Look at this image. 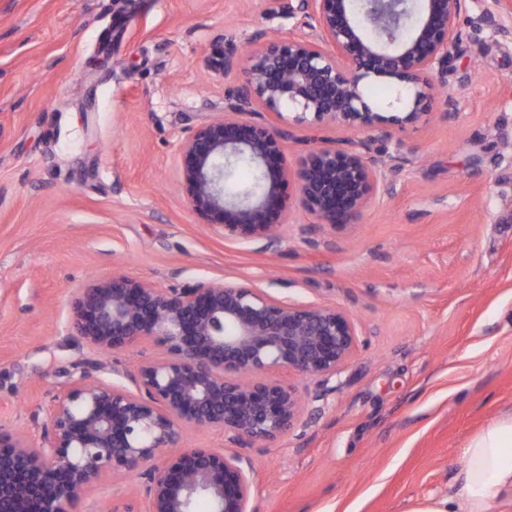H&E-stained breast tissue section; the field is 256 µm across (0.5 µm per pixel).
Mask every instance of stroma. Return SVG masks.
Masks as SVG:
<instances>
[{
  "mask_svg": "<svg viewBox=\"0 0 512 512\" xmlns=\"http://www.w3.org/2000/svg\"><path fill=\"white\" fill-rule=\"evenodd\" d=\"M299 5L0 0V430L41 444L74 364L129 390L161 355L70 336L77 294L116 268L160 288L248 284L356 322L364 345L336 376H290L306 407L284 437L183 427L184 447L252 461L255 512H407L447 495L465 442L512 409V0H464L455 109L437 100L390 127L377 194L351 222L294 201L269 245L224 238L187 205L178 143L240 83L207 69L214 44L317 40ZM115 19L119 37L102 42ZM261 118L287 132L292 166L356 137L290 112ZM137 481L106 472L71 512H143Z\"/></svg>",
  "mask_w": 512,
  "mask_h": 512,
  "instance_id": "obj_1",
  "label": "stroma"
}]
</instances>
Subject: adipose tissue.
Here are the masks:
<instances>
[{"label":"adipose tissue","mask_w":512,"mask_h":512,"mask_svg":"<svg viewBox=\"0 0 512 512\" xmlns=\"http://www.w3.org/2000/svg\"><path fill=\"white\" fill-rule=\"evenodd\" d=\"M448 495L416 502L408 512H512V410L470 437Z\"/></svg>","instance_id":"adipose-tissue-1"}]
</instances>
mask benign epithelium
Here are the masks:
<instances>
[{
  "instance_id": "7a95c632",
  "label": "benign epithelium",
  "mask_w": 512,
  "mask_h": 512,
  "mask_svg": "<svg viewBox=\"0 0 512 512\" xmlns=\"http://www.w3.org/2000/svg\"><path fill=\"white\" fill-rule=\"evenodd\" d=\"M319 41L293 34L251 40L206 60L241 75L224 114L177 147L182 189L202 223L226 239L278 240L290 185L287 133L252 119L296 113L363 134L311 150L296 172L300 204L328 224L351 221L378 188L372 146L412 123L448 85L462 0H300ZM407 28L403 38L395 31ZM390 80L406 90L402 115L375 109L364 88ZM248 161L257 191L224 189V167ZM70 336L103 353L151 340L164 350L132 376L136 391L91 380L84 369L58 397L44 443L0 431V512H71L107 471L138 470L146 512H254L253 464L237 453L180 447L185 425L217 427L234 440L272 442L303 416L297 389L261 374L280 370L327 381L357 353L359 332L334 305H304L244 284L157 288L115 272L83 289Z\"/></svg>"
}]
</instances>
